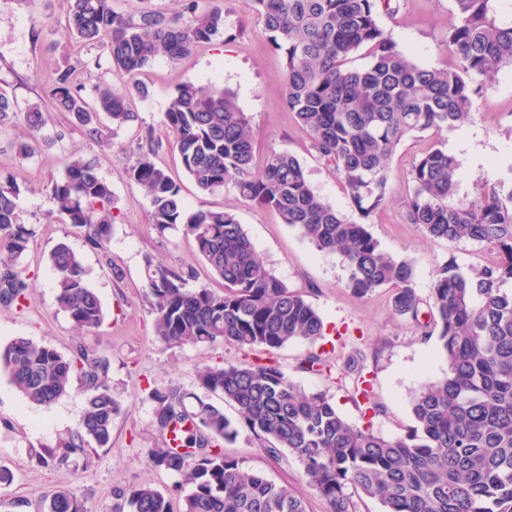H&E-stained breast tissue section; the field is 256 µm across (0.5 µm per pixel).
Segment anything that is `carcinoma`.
<instances>
[{
  "label": "carcinoma",
  "instance_id": "carcinoma-1",
  "mask_svg": "<svg viewBox=\"0 0 512 512\" xmlns=\"http://www.w3.org/2000/svg\"><path fill=\"white\" fill-rule=\"evenodd\" d=\"M270 43L284 56V107L295 114L317 157L340 175L354 222L308 183L301 161L272 153L262 171L252 170L250 119L227 89L181 84L164 113L183 167L203 193L231 188L252 205L276 211L319 252L336 254L348 272L345 287L364 297L390 288L399 316L419 321L414 267L384 251L368 220L387 201L389 161L407 138L453 131L475 106L477 80L490 81L512 67V18L499 0H453L456 23L445 41L458 65L415 64L381 25L390 0H252ZM189 21L144 9L120 11L117 0H69L66 33L83 44L103 40L113 71L136 75L156 57L186 56L225 27L224 8L210 0H184ZM367 60L361 67L357 58ZM46 97L23 113L33 134L49 111L63 112L94 139L104 115L115 128L134 119L127 96L106 83L87 101L69 74L57 76ZM150 202V221L162 237L183 230L201 257L224 280L225 291L191 288L192 273L144 257L154 335L167 343L241 349H279L292 340L323 336L318 310L291 291L256 253L237 215L224 208L190 212L180 188L144 154L129 170ZM459 164L441 147L425 151L410 171L408 220L429 238L469 239L494 247L496 260L461 270L449 259L437 266L430 310L448 372L423 386L412 401L415 421L406 434L387 438L351 424L325 395L306 394L271 363L208 366L199 386L218 396L208 402L178 383L154 389L155 424L173 431L180 448H154L149 464L180 475L189 486L181 512H306L288 486L242 466L224 444L249 430L275 456L288 450L328 512H356L354 496L374 498L383 512H512V185L475 183V199H455ZM47 190L64 221L86 230L103 249L115 216L110 185L97 165L81 156L66 160L62 177ZM20 189L0 183V305L23 306L28 285L16 270L33 237L17 212ZM55 302L87 333L103 321L82 260L59 243L51 251ZM0 367L30 404L47 406L67 395L74 376L82 384L79 426L50 452L60 465L85 456L91 444L108 447L120 402L107 381L108 363L87 344L71 354L17 337L0 348ZM359 395L368 397L364 365L349 364ZM233 406L230 419L224 405ZM112 512H173L170 498L150 484L114 492ZM41 512H86L77 494L60 488Z\"/></svg>",
  "mask_w": 512,
  "mask_h": 512
}]
</instances>
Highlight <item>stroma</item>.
I'll return each instance as SVG.
<instances>
[{
    "label": "stroma",
    "instance_id": "obj_1",
    "mask_svg": "<svg viewBox=\"0 0 512 512\" xmlns=\"http://www.w3.org/2000/svg\"><path fill=\"white\" fill-rule=\"evenodd\" d=\"M394 7V12L382 14L381 22L415 63L456 67L457 57L443 41L455 21L451 0H396ZM224 12L226 29L210 43L180 59L157 58L132 79L113 72L101 45L80 44L67 36L65 0H0V88L14 98L18 109L45 100L49 85L67 71L89 100L99 83L123 88L135 114L134 121L98 140L72 126L60 112L52 113L36 137L22 119L0 125V178H13L19 185V218L33 231L29 250L18 264L29 285V300L22 308L0 306V346L24 336L67 354L77 342L87 341L108 361L112 393L121 404L111 446L94 448L87 457L64 466L52 461L39 464L35 454L57 448L77 427L81 391L75 388L51 405L35 406L0 370V465L12 471L11 483L0 486V512H40L45 498L63 486L75 489L89 512H112L114 490L130 484L152 485L169 493L173 502H181V477L147 461L150 449L163 445L147 394L175 381L198 391L196 373L208 366L273 361L302 392L325 394L352 424L390 438L413 427L415 394L447 369L437 339L422 340L420 329L430 319L427 301L436 267L452 258L466 270L491 263L496 254L484 243L425 238L410 224L409 172L424 150L438 144L460 163V197L473 198L475 182L497 184L502 169L512 164V69H503L483 85L460 129L410 137L391 160L389 201L368 224L382 248L414 264L415 289L422 301L420 319L414 322L395 314L390 289L362 298L352 294L339 257L316 251L275 211L255 208L230 188L214 195L201 192L185 174L163 124L169 101L186 81L228 88L250 117L256 168H263L271 153H291L301 161L316 192L346 215L354 213L338 174L317 158L307 134L283 105V55L272 49L251 0H224ZM140 83L146 85L147 95L138 93ZM24 141L33 142V156L18 153L17 146ZM152 142L157 145L155 162L180 186L189 210L222 207L237 214L276 276L318 310L326 329L322 340H296L269 353L232 343L168 344L155 338L144 256L176 269H193L195 286L220 293L224 283L211 273L193 236L178 231L163 238L151 224L149 201L128 171ZM73 153L97 161L101 177L112 189L116 222L102 252L87 243L83 229L62 221L46 190L62 175L65 160ZM62 241L80 255L87 284L102 304L103 322L88 336L55 303V274L48 255ZM313 353L321 357V370L301 369V362ZM354 357L368 370L374 406L370 412L353 392L347 363ZM224 451L304 497L308 512H327L325 501L290 452L270 455L264 441L244 430Z\"/></svg>",
    "mask_w": 512,
    "mask_h": 512
}]
</instances>
